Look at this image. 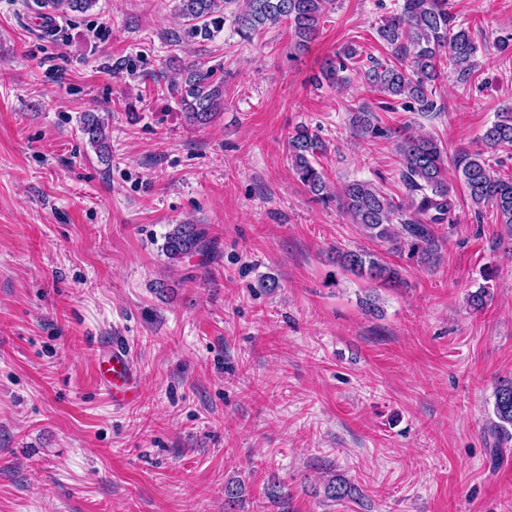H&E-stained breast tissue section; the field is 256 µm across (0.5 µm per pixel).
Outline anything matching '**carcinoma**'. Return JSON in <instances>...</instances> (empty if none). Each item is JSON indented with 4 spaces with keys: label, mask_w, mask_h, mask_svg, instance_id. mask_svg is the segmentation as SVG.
<instances>
[{
    "label": "carcinoma",
    "mask_w": 512,
    "mask_h": 512,
    "mask_svg": "<svg viewBox=\"0 0 512 512\" xmlns=\"http://www.w3.org/2000/svg\"><path fill=\"white\" fill-rule=\"evenodd\" d=\"M97 0H40L39 5L53 12L85 13ZM229 0H179L182 16L193 22L196 34H210V26L220 22L223 5ZM333 0H244L235 15L238 34L250 39L252 34L268 27L288 25L296 37L295 47H307L318 33L320 19ZM379 38L393 50L395 62H371L363 72L366 84L407 109L417 112L437 110L435 82L441 77L444 60L453 66L456 81L465 84L474 73L477 46L469 28L455 23L448 11V0H402L396 13L386 17L377 28ZM351 46L336 53L312 82L343 83L342 73L356 59ZM185 121L193 126L213 122L224 104V86L212 75L188 69L182 80L174 84ZM375 116L362 108L352 113L351 125L357 135H385L374 123ZM109 121L104 116L87 112L81 119V131L100 159L110 162ZM483 151L463 153L454 160L458 178L467 190L477 211L491 207L508 231L512 232V179L498 176L491 155L512 146V105L497 113L496 120L482 136ZM326 150L319 134L301 125L288 134V158L304 189L315 199L326 202L333 198L323 172L316 167L318 155ZM402 158V179L408 187V201L395 202L371 184L353 181L343 190L341 207L352 223L361 226L372 240L387 242L392 249L408 251L409 258L424 266L439 261L438 244L432 225L449 220L454 208L453 185L448 182L443 150L430 137L404 136L397 144ZM162 252L172 265L180 264L207 250L204 225L183 222L172 225L164 236ZM336 262L356 276L383 281L393 286L404 284L396 267L377 254L364 249L337 252ZM490 298L488 286L481 285L469 293L468 303L476 311ZM492 428L500 437L512 434V381L500 383L494 393ZM325 497L339 501L352 496V488L343 479L331 477L325 485Z\"/></svg>",
    "instance_id": "obj_1"
}]
</instances>
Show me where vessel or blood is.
Here are the masks:
<instances>
[{"mask_svg": "<svg viewBox=\"0 0 512 512\" xmlns=\"http://www.w3.org/2000/svg\"><path fill=\"white\" fill-rule=\"evenodd\" d=\"M94 373L113 408L128 407L140 398V370L124 341L115 338L100 345Z\"/></svg>", "mask_w": 512, "mask_h": 512, "instance_id": "b4317fda", "label": "vessel or blood"}]
</instances>
